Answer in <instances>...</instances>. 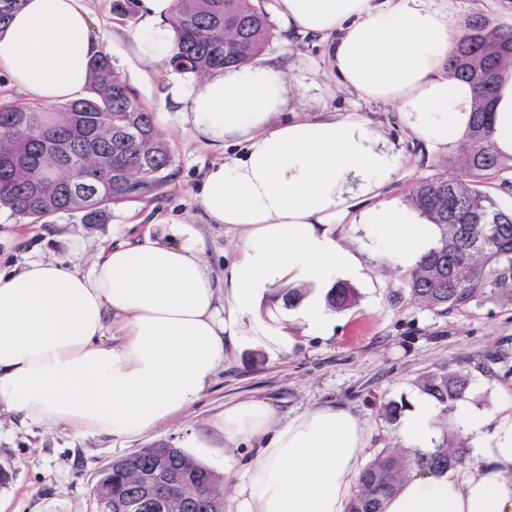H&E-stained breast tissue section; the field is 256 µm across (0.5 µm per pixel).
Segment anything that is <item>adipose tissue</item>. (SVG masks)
<instances>
[{
  "label": "adipose tissue",
  "instance_id": "obj_1",
  "mask_svg": "<svg viewBox=\"0 0 512 512\" xmlns=\"http://www.w3.org/2000/svg\"><path fill=\"white\" fill-rule=\"evenodd\" d=\"M171 0H140L134 53L160 62L175 52ZM276 12L320 39L337 84L367 104H393L427 144L455 145L466 132L472 87L446 62L464 34L435 0H276ZM102 51L85 0H24L0 27V75L31 99L81 97ZM291 77L276 63L172 74L162 94L186 127L238 156L212 163L200 189V219L238 234L223 272L205 257L191 223L101 249L71 263L33 258L0 271V410L91 436L150 432L189 409L211 384L238 336L282 348L286 338L259 310L287 282L308 294L293 317L332 331L326 294L365 279L360 250L332 227L358 224L389 266L412 268L438 235L414 207L382 188L402 157L371 123L331 114L286 116ZM494 140L512 154V73L497 91ZM438 405L418 396L402 433L417 452L434 448ZM456 412L472 437L473 462L408 478L386 512H512V413L498 422ZM261 445L233 486L234 512H345L366 451V428L348 409L318 405L280 419L268 401L225 406L194 446L225 456L240 441Z\"/></svg>",
  "mask_w": 512,
  "mask_h": 512
}]
</instances>
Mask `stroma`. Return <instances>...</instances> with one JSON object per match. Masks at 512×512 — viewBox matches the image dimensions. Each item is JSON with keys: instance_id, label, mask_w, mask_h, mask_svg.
<instances>
[{"instance_id": "obj_1", "label": "stroma", "mask_w": 512, "mask_h": 512, "mask_svg": "<svg viewBox=\"0 0 512 512\" xmlns=\"http://www.w3.org/2000/svg\"><path fill=\"white\" fill-rule=\"evenodd\" d=\"M113 0H87L94 27L113 66L148 104L175 151L176 174L159 192L113 208L103 224H83L60 215L47 224H30L0 210V268L21 266L30 258L69 260V240L77 237L87 254L131 240L156 223L199 219V191L208 167L234 156L235 146L217 148L185 131L181 113L161 95L168 67L137 58L129 24L137 16L135 0L125 15L113 14ZM276 0L262 5L276 29L263 58L287 64L295 80L289 109L304 115L357 114L380 128L403 166L384 195L407 199L412 185L438 174L455 176L456 148L429 146L401 125L389 104L366 105L338 88L325 64V47L292 32L275 12ZM459 20L479 15L490 24L512 26V0H448ZM369 285H356L357 297L337 312L332 335H308L280 306H262L264 320L291 337L284 349H267L240 339L226 347L224 364L188 412L143 435L86 436L64 426L48 428L0 414V464L11 479L0 488V512H38L41 502L56 499L68 512H96L94 488L113 459L140 448H187L192 433L225 404L267 400L290 417L320 404L351 411L366 426L367 457L406 447L400 424L380 414L383 404L409 405L418 395L416 378L437 369L469 374L465 395L478 411L499 414L512 396V310L473 308L438 315L413 301L408 270L383 264L374 252L363 255Z\"/></svg>"}]
</instances>
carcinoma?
I'll return each mask as SVG.
<instances>
[{
    "instance_id": "cac0c4a2",
    "label": "carcinoma",
    "mask_w": 512,
    "mask_h": 512,
    "mask_svg": "<svg viewBox=\"0 0 512 512\" xmlns=\"http://www.w3.org/2000/svg\"><path fill=\"white\" fill-rule=\"evenodd\" d=\"M169 23L177 35L175 69L205 77L216 70L254 63L274 37L267 13L256 0H173ZM465 33L448 61L452 77L475 91L465 142L457 156L459 175L416 182L411 204L436 224L439 238L410 269L408 292L425 308L447 315L469 308L512 309V210L475 188L481 179L512 169V155L495 145L492 102L503 68L512 66V28L492 27L480 16L464 22ZM68 150L67 167L47 180L39 159ZM170 140L157 126L126 79L101 52L90 65L86 93L54 109L0 107V209L45 223L60 214L83 224H104L112 206L162 189L174 177ZM307 289L282 287L269 298L297 307ZM354 289L340 282L327 295L328 307L346 309ZM471 379L458 370L432 371L419 389L446 412L469 391ZM165 457L182 493L200 498L198 512H224L221 482L213 471L180 448L133 452L112 461L102 475L108 495L98 512H149L126 507L140 474ZM469 449L456 431H446L433 451H383L361 471L346 512H384L387 498L412 473L443 475L465 466Z\"/></svg>"
}]
</instances>
